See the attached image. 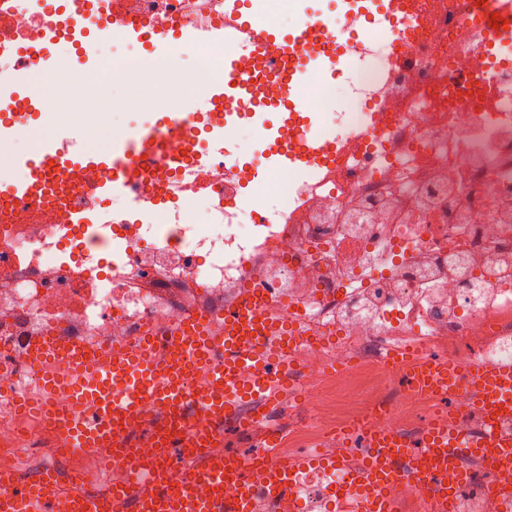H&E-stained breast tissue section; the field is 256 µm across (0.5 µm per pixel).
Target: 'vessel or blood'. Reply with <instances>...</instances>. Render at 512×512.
<instances>
[{"label": "vessel or blood", "instance_id": "vessel-or-blood-1", "mask_svg": "<svg viewBox=\"0 0 512 512\" xmlns=\"http://www.w3.org/2000/svg\"><path fill=\"white\" fill-rule=\"evenodd\" d=\"M366 15L381 28L392 26L403 0H371ZM247 0H231L230 22L180 24L174 31L146 35L113 0H106L103 17L116 38L149 40L153 52L166 54L193 46L225 47L224 81L211 97L223 98L239 112L248 94L250 71L243 54L266 59L271 65L289 60L285 83L288 109L307 111L305 89L313 68L326 56L309 32L323 21L310 13L288 31L257 28L244 9ZM97 63L96 52L83 40L80 26L53 34L27 64L0 72V99L39 100L38 87L52 71L71 61ZM162 131L136 134L124 152L129 162L113 166L108 177L92 189L94 198L107 194L133 195L131 172L142 160H155ZM91 156L70 129L61 128L38 158L17 157L29 176L0 181V194L19 202L40 195L52 171L83 165ZM304 336L288 328L286 318L268 314L260 300L245 294L224 320L198 317L182 323L171 336L143 338L133 346L113 348L109 356L77 343L42 339L30 357L42 365L39 392L16 399V411L32 415L69 444L75 454L109 449L105 464L123 463L126 479L102 483L95 472L60 477L46 466L32 477L0 474V512H258L267 503L276 512H294L306 483L327 481L336 490L344 512H395L393 488L405 481L424 489L426 507L452 512L455 494L469 479L456 461L479 456L489 466L512 465V436L501 423L512 420V360L485 363L424 357L411 347L388 349L392 373L402 375L411 391L448 400V413L431 423L416 439L401 437L385 414L371 413L353 429L336 437L339 454L309 452L291 459L278 455L279 429H270L265 448L250 456H215L209 449L223 436L224 424L236 417L243 401H257L272 410L288 399L297 370L292 352ZM207 413L206 428L191 425L193 410ZM147 430L158 452L138 456L128 442L134 430ZM365 448L369 455L360 469L345 472L342 449ZM185 461L187 475L171 484L165 471L173 456ZM234 485L225 496V485Z\"/></svg>", "mask_w": 512, "mask_h": 512}]
</instances>
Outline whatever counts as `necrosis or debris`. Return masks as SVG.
Listing matches in <instances>:
<instances>
[{
  "instance_id": "4bbe7bcc",
  "label": "necrosis or debris",
  "mask_w": 512,
  "mask_h": 512,
  "mask_svg": "<svg viewBox=\"0 0 512 512\" xmlns=\"http://www.w3.org/2000/svg\"><path fill=\"white\" fill-rule=\"evenodd\" d=\"M124 2L151 34L225 17L224 0ZM404 3V64L363 12L320 25L317 40L337 48L325 69L341 74L343 57L354 56L358 81L344 111L307 113L308 124L325 126L328 151L317 157L312 141L288 140L310 162L280 180L277 206L258 210L252 223H239V211L278 142L266 139L241 161L240 124L224 121L220 103L204 117L184 110L167 126L168 160L140 167L134 178L142 211L133 221L64 223L66 201L104 178L99 167L57 173L55 198H0V472L36 458L65 460L81 473L103 458L71 455L51 430L12 413L14 397L39 382L29 353L40 338L106 355L146 333L165 335L181 319L228 309L250 286L263 289L264 308L289 314L316 338L299 352L304 399L277 409L284 456L327 446L329 435L373 410L411 438L444 413L439 399L392 380L384 347L512 359V68H494L512 46H492L487 56L468 47L498 0L475 12L464 0ZM71 8L65 0L41 14L33 0H11L0 38L39 48L51 29L66 27ZM490 71L496 88L461 94L452 86L458 76ZM60 121L95 151L134 134L85 105L69 107ZM217 123L224 126L218 153L204 139ZM193 208L192 223L151 221L161 209ZM367 375L374 382L358 401L342 411L328 406L330 390L358 388ZM464 468L475 481L459 491L454 512H496L482 488H512V468L478 458Z\"/></svg>"
}]
</instances>
